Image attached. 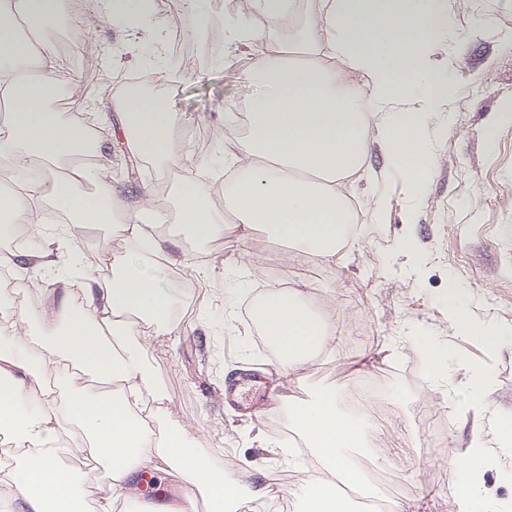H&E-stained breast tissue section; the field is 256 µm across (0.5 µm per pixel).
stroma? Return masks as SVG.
<instances>
[{
	"instance_id": "stroma-1",
	"label": "stroma",
	"mask_w": 512,
	"mask_h": 512,
	"mask_svg": "<svg viewBox=\"0 0 512 512\" xmlns=\"http://www.w3.org/2000/svg\"><path fill=\"white\" fill-rule=\"evenodd\" d=\"M216 0H169L184 27L195 31L194 58L176 87L152 85L154 96L180 117L181 132L203 130L211 140L205 149L174 140L175 164L132 155L118 113L98 126L102 148L96 165L128 207L137 206L144 191L165 190L166 215H173L185 172L208 173L223 152L214 139L217 112L224 104L243 107L259 89L246 63L224 66L216 61L205 35L214 29ZM450 29L435 53L440 76L451 85L444 106L427 119V147L436 163L422 194L412 195L401 178L382 183L387 216L372 214L366 180L348 187L356 222L335 260L287 254L283 245L261 233L199 240L173 232V241L142 256L157 266L161 285L172 290L174 329L148 337L146 363L162 388L164 428L199 440L203 451L223 465L229 478L239 479L262 467L264 490L244 498L239 512L279 497L288 512H297V487L309 476L315 460L310 449H297L298 468L274 457L290 445L289 435L273 423L287 418L242 414L224 399L226 380L243 369L263 376L278 361L249 315V302L272 289H301L312 313L336 329L334 349L308 362L289 382L287 394L303 400L322 387L335 389L342 407H350L351 391L360 380L380 378L384 399H368L365 412L372 426V446L358 462L366 471L388 472L403 489L398 499L413 512H455L452 489L456 461L463 457L473 434H480L489 465L484 485L498 512H512V450L498 434L502 417L512 414V126L489 132L488 122L501 101L512 97V0H445ZM82 0H66L65 14L49 29L46 41L59 50L72 31H79V51L65 54L62 111L75 116L82 102L100 92L115 94L140 76L164 72L173 57L171 45L141 41L134 63L102 68L94 57L111 59L125 41V30L77 24ZM62 254L94 256L83 276L28 271L23 281L0 289V310L15 300L34 297L46 303L71 292L83 299L87 276L107 283L134 244L111 228H90L78 238L65 237ZM413 235L422 254L418 272L405 274L391 257L406 235ZM456 285L474 315L503 334L495 350H487L448 324L440 297ZM432 340L449 346L470 362H484L492 381L482 391L477 419L462 418L448 402L451 386L463 383L466 368L450 378H434L419 356L417 343ZM395 345L385 357L386 345Z\"/></svg>"
}]
</instances>
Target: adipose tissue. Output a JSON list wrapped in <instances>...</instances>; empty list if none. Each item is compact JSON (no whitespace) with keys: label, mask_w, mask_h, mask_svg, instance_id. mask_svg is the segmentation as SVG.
<instances>
[{"label":"adipose tissue","mask_w":512,"mask_h":512,"mask_svg":"<svg viewBox=\"0 0 512 512\" xmlns=\"http://www.w3.org/2000/svg\"><path fill=\"white\" fill-rule=\"evenodd\" d=\"M296 4L251 0L265 26L225 23V65L249 62L261 89L242 115L225 112L221 167L209 183L186 177L173 219L199 239L243 226L294 252L331 259L354 221L345 187L365 168L369 129L377 131L387 174L403 176L410 193L421 191L433 168L424 131L428 114L448 98L445 82L434 77L448 17L443 0H317L293 37L272 40L269 28L293 22ZM61 6L62 0H0V157L44 166L22 194H0V239L14 237L21 224L50 223L55 210L85 228L118 226L140 250L159 249L148 227L165 223V215L146 200L128 210L111 179L82 161L98 150L91 126L51 109L62 96L63 66L38 50L35 38L57 22ZM351 73L361 86L347 83ZM112 108L123 114L140 156L169 159L176 113L158 99L129 94L113 98ZM217 189L220 208L211 203ZM443 301L457 332L499 345V332L471 316L459 288L449 287ZM251 315L277 346L284 381L335 336L293 289L261 297ZM45 317L27 306L17 323L0 324V434L19 450L0 466V494L17 512H116L139 469L165 472L184 489L179 512H197L201 500L208 512H238L248 484L227 478L198 440L153 428L162 397L146 366L140 325L170 333L171 298L152 269L128 258L110 287L86 286L80 307L62 299L53 333L18 332V325ZM60 382L68 385L62 398ZM288 420L325 469L296 490L300 512H346L341 482L380 498L378 484L349 457L350 449L370 445L367 419L343 411L334 389L292 403ZM72 427L88 444L85 467L109 479L99 498L79 489L75 477L58 479L62 439ZM486 466L482 439L473 437L457 465L459 512H494L483 486Z\"/></svg>","instance_id":"adipose-tissue-1"}]
</instances>
